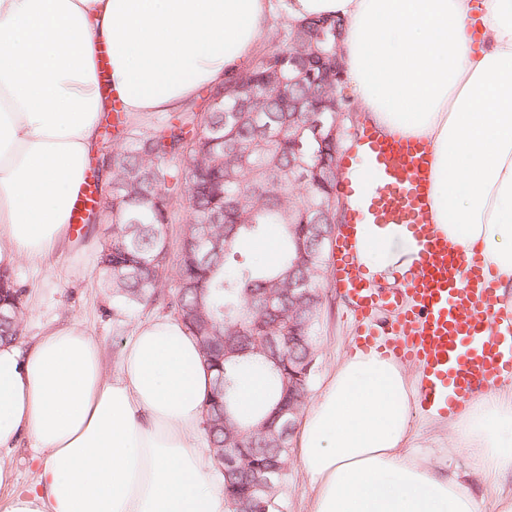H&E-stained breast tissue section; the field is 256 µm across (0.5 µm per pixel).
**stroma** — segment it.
<instances>
[{
    "label": "stroma",
    "mask_w": 512,
    "mask_h": 512,
    "mask_svg": "<svg viewBox=\"0 0 512 512\" xmlns=\"http://www.w3.org/2000/svg\"><path fill=\"white\" fill-rule=\"evenodd\" d=\"M107 214H100L95 223L85 225L75 246L58 253L50 269H35L18 262L11 269L24 286L22 296L24 319L20 342L38 336L50 323H63L80 318L88 334L100 345L107 368H114L123 344L134 328L154 317L167 315V308L150 304L126 310L113 307L112 290L106 283L101 266V253L111 235ZM356 331L345 299L335 279H328L316 335V362L310 384V397H318L327 374L350 354ZM406 452L425 458L436 471L468 479L483 512H494L498 496L512 493V476L497 487H489L480 478L470 475L466 458L448 450V425L416 411L412 414L410 438ZM287 512H308L312 489L296 457H289L286 475L279 488Z\"/></svg>",
    "instance_id": "obj_1"
}]
</instances>
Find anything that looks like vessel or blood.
Returning a JSON list of instances; mask_svg holds the SVG:
<instances>
[{"label":"vessel or blood","mask_w":512,"mask_h":512,"mask_svg":"<svg viewBox=\"0 0 512 512\" xmlns=\"http://www.w3.org/2000/svg\"><path fill=\"white\" fill-rule=\"evenodd\" d=\"M356 143L361 154L341 157L336 190L360 203L349 210L331 258L358 324L351 349H373L416 365L419 408L443 415L458 411L479 390L512 380V326L499 323L496 274L478 249L461 251L435 231L426 141L367 124ZM361 156L369 164L366 189L351 176ZM96 194L92 179H85L71 210L72 232L80 231ZM359 224H400L410 232L417 246L416 273L404 287L372 288L356 261ZM392 310L397 320L378 331L375 315Z\"/></svg>","instance_id":"obj_1"}]
</instances>
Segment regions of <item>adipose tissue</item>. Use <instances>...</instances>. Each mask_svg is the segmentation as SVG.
<instances>
[{"label": "adipose tissue", "instance_id": "adipose-tissue-1", "mask_svg": "<svg viewBox=\"0 0 512 512\" xmlns=\"http://www.w3.org/2000/svg\"><path fill=\"white\" fill-rule=\"evenodd\" d=\"M277 14L343 19L354 97L428 143L436 230L481 246L512 305V0H0V263L70 243L104 110L100 47L125 112H172L244 68ZM356 249L369 279L412 270L401 225H358ZM212 381L171 317L139 325L110 375L74 320L0 345V453L37 451L24 490L0 461V512H230L203 453ZM417 391L374 351L328 374L295 430L308 512H480L467 483L403 452ZM448 427L485 482L512 475V391L477 393Z\"/></svg>", "mask_w": 512, "mask_h": 512}]
</instances>
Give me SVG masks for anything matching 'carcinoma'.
Returning <instances> with one entry per match:
<instances>
[{"instance_id": "carcinoma-1", "label": "carcinoma", "mask_w": 512, "mask_h": 512, "mask_svg": "<svg viewBox=\"0 0 512 512\" xmlns=\"http://www.w3.org/2000/svg\"><path fill=\"white\" fill-rule=\"evenodd\" d=\"M269 41L272 50L232 77L241 86L235 97L209 103L200 115H172L149 133L126 132L108 153L106 175L112 234L102 264L112 298L120 310L136 308L160 297L168 274L177 281L170 307L213 373L204 431L232 512L254 495L260 470L283 469L288 461L292 434H283L282 426L300 416L312 374L291 393L284 379L288 368L301 371L315 362L332 243L329 226L302 223L297 206L336 195L334 181L315 193L288 180L298 153L311 161L325 147L297 136L308 113L288 108L290 96L309 106L317 102L306 87L288 88V54L299 66L311 65L301 56L302 36L293 24L278 22ZM175 198L186 217L171 267L168 224ZM271 224L283 226L275 261H245L226 270L230 252L263 237ZM290 288L304 291V300L288 301ZM23 292L0 266V342L20 335ZM270 299L273 313L263 309ZM244 371L266 374L272 395L252 423L241 422L232 410ZM229 452L237 457L233 468L224 465Z\"/></svg>"}]
</instances>
